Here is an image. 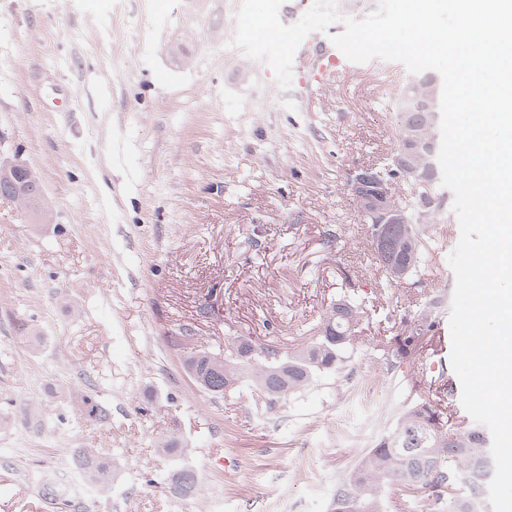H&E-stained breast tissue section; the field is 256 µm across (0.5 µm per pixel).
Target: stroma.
Here are the masks:
<instances>
[{"mask_svg": "<svg viewBox=\"0 0 512 512\" xmlns=\"http://www.w3.org/2000/svg\"><path fill=\"white\" fill-rule=\"evenodd\" d=\"M242 0H0V161L27 164L53 209L32 223L0 198V512H328L362 451L335 433L359 416L330 375L267 409L242 388L213 397L183 369L174 338L192 328L220 353L237 336L282 350L312 336L343 291L372 308L350 353L357 376L401 407L431 392L385 372L375 339L397 335L412 302L443 290L458 221L433 225L421 282L383 288L350 169L395 149L386 61L325 98L298 103L232 39ZM192 39L181 59L168 42ZM337 242H329L330 230ZM107 418L89 421L84 400ZM178 430L202 484L165 486L157 442ZM118 466L112 488L46 498L69 451Z\"/></svg>", "mask_w": 512, "mask_h": 512, "instance_id": "35a3bbf8", "label": "stroma"}]
</instances>
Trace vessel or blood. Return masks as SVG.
<instances>
[{
  "label": "vessel or blood",
  "instance_id": "1",
  "mask_svg": "<svg viewBox=\"0 0 512 512\" xmlns=\"http://www.w3.org/2000/svg\"><path fill=\"white\" fill-rule=\"evenodd\" d=\"M293 64L298 72V83L310 99L322 98L337 82L367 73L374 67L370 61L350 62L332 40L316 44L309 38L298 47Z\"/></svg>",
  "mask_w": 512,
  "mask_h": 512
}]
</instances>
